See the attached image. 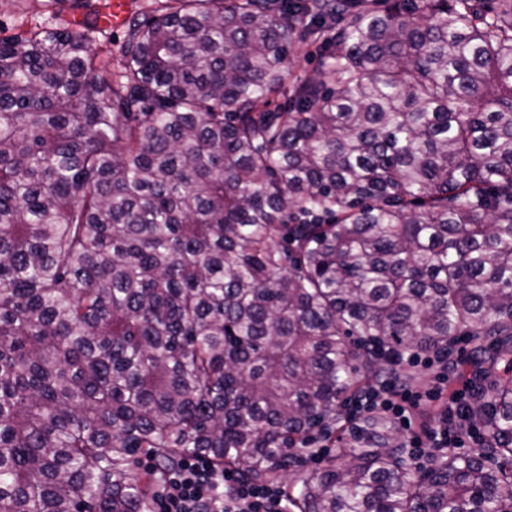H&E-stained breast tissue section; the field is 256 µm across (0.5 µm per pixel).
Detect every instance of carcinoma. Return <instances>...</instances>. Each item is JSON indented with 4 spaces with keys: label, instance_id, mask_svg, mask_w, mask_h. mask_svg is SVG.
I'll return each mask as SVG.
<instances>
[{
    "label": "carcinoma",
    "instance_id": "carcinoma-1",
    "mask_svg": "<svg viewBox=\"0 0 512 512\" xmlns=\"http://www.w3.org/2000/svg\"><path fill=\"white\" fill-rule=\"evenodd\" d=\"M59 2L0 39V512H148L141 452L288 512H512V0H132L115 60L110 0ZM460 336L483 442L415 470L346 403ZM102 31L97 33L94 42L93 48H95L101 56H108L112 53L114 56L121 44L125 27H112L107 26L105 23L101 24ZM294 44L299 47V52L291 59V70L297 74H314L323 58L320 41L315 40L307 29L300 28Z\"/></svg>",
    "mask_w": 512,
    "mask_h": 512
}]
</instances>
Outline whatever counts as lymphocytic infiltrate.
<instances>
[{"label":"lymphocytic infiltrate","mask_w":512,"mask_h":512,"mask_svg":"<svg viewBox=\"0 0 512 512\" xmlns=\"http://www.w3.org/2000/svg\"><path fill=\"white\" fill-rule=\"evenodd\" d=\"M392 365L346 406L357 421L380 410L401 432L414 464L437 452L480 444L481 433L462 416L470 398L463 363L418 352L390 355ZM432 370L434 383L417 386L400 376L402 366ZM154 512H288V498L275 482L253 483L237 472L216 469L202 454L183 456L175 467L162 470Z\"/></svg>","instance_id":"lymphocytic-infiltrate-1"}]
</instances>
